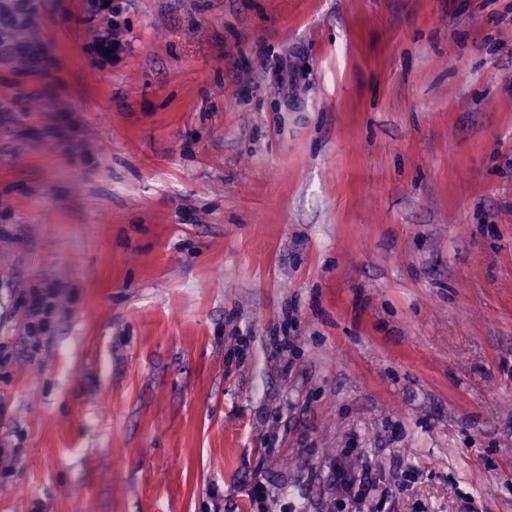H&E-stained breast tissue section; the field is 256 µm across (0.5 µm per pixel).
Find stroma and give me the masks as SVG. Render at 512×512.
Listing matches in <instances>:
<instances>
[{
  "label": "stroma",
  "instance_id": "obj_1",
  "mask_svg": "<svg viewBox=\"0 0 512 512\" xmlns=\"http://www.w3.org/2000/svg\"><path fill=\"white\" fill-rule=\"evenodd\" d=\"M85 4L0 55V512H512V0ZM336 485L340 494L336 507L338 512H344L349 505L366 500L373 486L371 472L368 467H365L360 476H353L344 466L337 464Z\"/></svg>",
  "mask_w": 512,
  "mask_h": 512
}]
</instances>
